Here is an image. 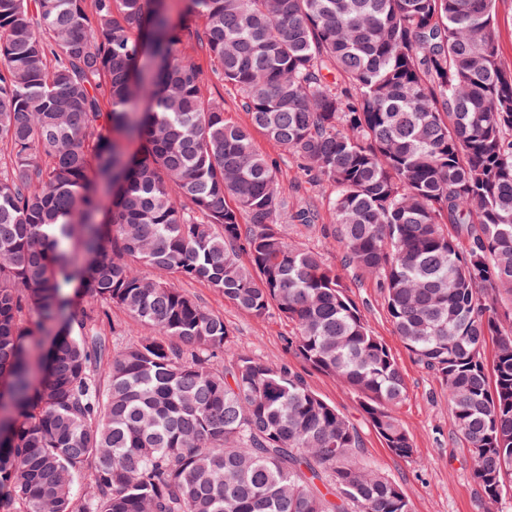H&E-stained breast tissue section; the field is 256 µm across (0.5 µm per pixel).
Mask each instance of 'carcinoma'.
<instances>
[{"label": "carcinoma", "mask_w": 512, "mask_h": 512, "mask_svg": "<svg viewBox=\"0 0 512 512\" xmlns=\"http://www.w3.org/2000/svg\"><path fill=\"white\" fill-rule=\"evenodd\" d=\"M499 0H0V512H411L335 406L167 280L288 320L398 458L373 278L448 386L485 506L512 479V68ZM240 95L224 118L190 52ZM259 130L326 182L343 270L285 239ZM149 269L156 277L149 278ZM100 299L76 309L80 291ZM117 308L153 330L117 350ZM36 314L48 348L25 326ZM495 345L492 363L484 358ZM85 483L78 498L75 487ZM497 32L501 60L512 66V0L500 1Z\"/></svg>", "instance_id": "1"}]
</instances>
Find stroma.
I'll return each instance as SVG.
<instances>
[{
	"label": "stroma",
	"instance_id": "35a3bbf8",
	"mask_svg": "<svg viewBox=\"0 0 512 512\" xmlns=\"http://www.w3.org/2000/svg\"><path fill=\"white\" fill-rule=\"evenodd\" d=\"M253 143L260 154L279 164L280 190L289 207L295 209L310 203L319 212L316 224L284 225L286 238L319 252L328 266L341 268L343 247L328 233L334 222L326 201L328 188L307 187L294 160L263 133H254ZM174 285L208 311L223 316L233 336L232 352H246L265 362L288 365L304 378L311 390L336 406L360 433L364 462L402 487L413 512H486L478 497L466 442L448 405V390L396 336L375 280L350 282L348 292L363 311L373 333L390 348L402 371L408 398L396 414L418 450L421 462L417 465L395 457L384 447L352 391L286 351L284 338L291 327L277 311L253 316L225 300L206 283L178 278Z\"/></svg>",
	"mask_w": 512,
	"mask_h": 512
}]
</instances>
